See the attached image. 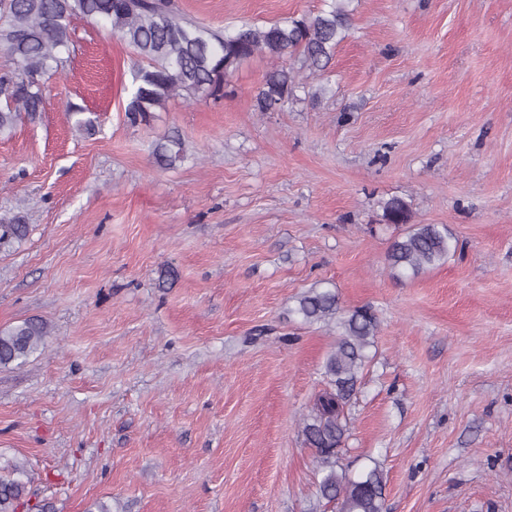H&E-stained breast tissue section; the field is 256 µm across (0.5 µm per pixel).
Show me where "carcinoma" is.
<instances>
[{"label": "carcinoma", "instance_id": "obj_1", "mask_svg": "<svg viewBox=\"0 0 512 512\" xmlns=\"http://www.w3.org/2000/svg\"><path fill=\"white\" fill-rule=\"evenodd\" d=\"M347 0H331L329 9L285 18L265 26L244 24L231 30H212L183 17L175 0H0V49L11 68L0 72V134L13 129L23 116L42 111L45 76L65 68L70 54V23L81 16L109 26L112 34L131 46L142 62L125 116L132 125L147 122L153 112L175 98L192 99L202 92L214 96L224 79L242 61L255 55L288 58L313 75L324 70L352 21ZM294 65L267 72L256 89L260 112H270L294 96ZM74 127L91 132L95 120L80 108L71 109ZM156 163L173 168L186 158L185 143L174 133L159 139L152 149ZM390 224H406L408 204L400 198L383 203ZM28 233L22 217L0 222V243L21 240ZM457 241L439 224H414L392 243L387 259L394 274L417 276L456 252ZM297 313L307 321L336 322L340 332L324 365L327 387L303 419L305 443L315 449L322 473L318 499L341 501L343 512H383L385 480L374 466L358 477L341 467L338 448L347 432L345 407L356 391L378 330L367 307L341 312L331 289L313 288L298 301ZM47 335L46 325L26 320L0 328V365L25 360ZM24 466L0 477V512H17L28 495Z\"/></svg>", "mask_w": 512, "mask_h": 512}]
</instances>
